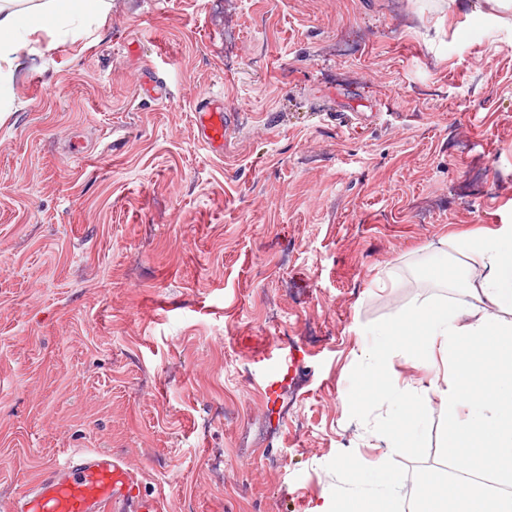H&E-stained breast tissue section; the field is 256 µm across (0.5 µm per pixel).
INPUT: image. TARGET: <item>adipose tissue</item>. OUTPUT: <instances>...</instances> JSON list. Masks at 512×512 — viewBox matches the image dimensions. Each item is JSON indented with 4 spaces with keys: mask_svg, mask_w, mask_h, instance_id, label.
Masks as SVG:
<instances>
[{
    "mask_svg": "<svg viewBox=\"0 0 512 512\" xmlns=\"http://www.w3.org/2000/svg\"><path fill=\"white\" fill-rule=\"evenodd\" d=\"M106 0H0V72L43 37L78 41L107 17ZM466 261L448 271L456 298L390 317L363 355V374L352 402L392 396L400 404L378 440L387 450L418 447L431 396L448 419L442 448L457 474L423 475L411 500L397 492L383 461L342 459L343 482L360 486L352 497L323 494L315 512H512V491L483 478L512 479V224L469 242ZM414 351V366L428 384L399 385L389 376L395 357Z\"/></svg>",
    "mask_w": 512,
    "mask_h": 512,
    "instance_id": "obj_1",
    "label": "adipose tissue"
}]
</instances>
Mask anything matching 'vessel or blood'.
<instances>
[{"mask_svg":"<svg viewBox=\"0 0 512 512\" xmlns=\"http://www.w3.org/2000/svg\"><path fill=\"white\" fill-rule=\"evenodd\" d=\"M199 142L213 156L224 154V100L204 94L194 106ZM137 474L111 453L67 448L45 468L14 512H165L160 496L137 497Z\"/></svg>","mask_w":512,"mask_h":512,"instance_id":"b4317fda","label":"vessel or blood"}]
</instances>
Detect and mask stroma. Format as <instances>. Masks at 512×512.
Listing matches in <instances>:
<instances>
[{"instance_id":"obj_1","label":"stroma","mask_w":512,"mask_h":512,"mask_svg":"<svg viewBox=\"0 0 512 512\" xmlns=\"http://www.w3.org/2000/svg\"><path fill=\"white\" fill-rule=\"evenodd\" d=\"M500 224L512 22L478 0H112L42 38L0 78V512L65 448L166 512H314L348 456L411 495L446 414L377 448L398 405L348 404L363 334L452 296L432 242ZM199 142L213 156L224 155V98L199 96L194 106Z\"/></svg>"}]
</instances>
